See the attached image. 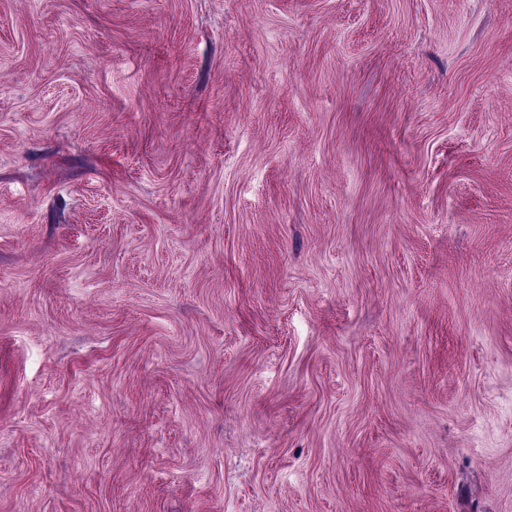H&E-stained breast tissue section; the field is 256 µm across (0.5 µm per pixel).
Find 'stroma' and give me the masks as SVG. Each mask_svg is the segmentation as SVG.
Returning a JSON list of instances; mask_svg holds the SVG:
<instances>
[{
    "instance_id": "stroma-1",
    "label": "stroma",
    "mask_w": 512,
    "mask_h": 512,
    "mask_svg": "<svg viewBox=\"0 0 512 512\" xmlns=\"http://www.w3.org/2000/svg\"><path fill=\"white\" fill-rule=\"evenodd\" d=\"M0 512H512V0H0Z\"/></svg>"
}]
</instances>
